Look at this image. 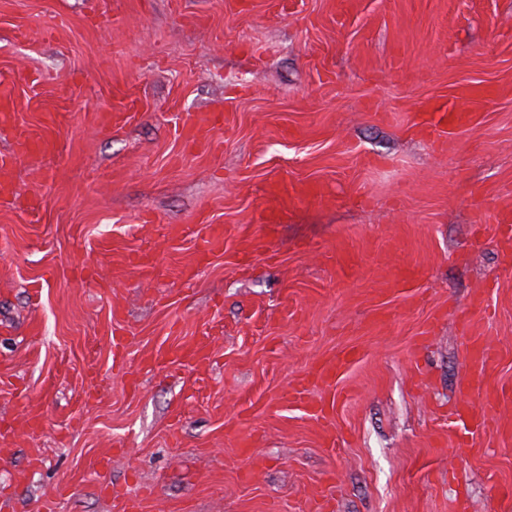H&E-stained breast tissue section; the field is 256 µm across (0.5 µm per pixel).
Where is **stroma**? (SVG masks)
<instances>
[{"mask_svg":"<svg viewBox=\"0 0 512 512\" xmlns=\"http://www.w3.org/2000/svg\"><path fill=\"white\" fill-rule=\"evenodd\" d=\"M1 82L0 153L15 126L62 121L0 195V512H314L326 491L331 512H503L512 399L465 450L444 416L475 294L489 378L512 387V0H0ZM464 85L494 90L474 125L409 126ZM199 110L221 120L190 147ZM275 179L320 192L271 234ZM203 224L224 253L200 265ZM246 236L265 250L242 258ZM406 265L419 278L389 289ZM203 330L206 362L150 363ZM342 349L333 391L287 397Z\"/></svg>","mask_w":512,"mask_h":512,"instance_id":"obj_1","label":"stroma"}]
</instances>
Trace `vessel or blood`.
<instances>
[{
    "label": "vessel or blood",
    "instance_id": "obj_1",
    "mask_svg": "<svg viewBox=\"0 0 512 512\" xmlns=\"http://www.w3.org/2000/svg\"><path fill=\"white\" fill-rule=\"evenodd\" d=\"M475 120V113L457 109L455 104H429L424 107L422 112L418 113L414 124L420 131L443 136L453 129L473 125ZM217 122L218 116L213 112L202 110L187 113L183 121L185 140L192 143L203 142ZM55 127L56 118L51 115L47 117L40 131L35 132L27 128L15 130L11 156L0 158V193L14 194L15 187L10 180V172L15 160L53 147ZM313 192V187L308 184L285 180L275 183L269 192V223H278L298 200L310 196ZM198 237V262L204 263L223 254V225H201ZM484 302L483 295H474L469 307L462 310L457 317L461 333L467 339V349L474 372L465 378L459 387L461 403L453 412L449 425L461 431V443L467 447L471 446L473 436L477 431L487 428L490 412L501 401L512 398V393L507 390H490L488 372L494 361V353L487 343L472 334L473 316L475 312L483 310ZM209 357L210 341L208 336L204 335L189 347L158 355L154 363L156 366L162 367L171 358L198 363L208 360ZM354 358L355 354L351 351L337 354L334 360L320 364L309 372L306 380L316 386H332Z\"/></svg>",
    "mask_w": 512,
    "mask_h": 512
}]
</instances>
